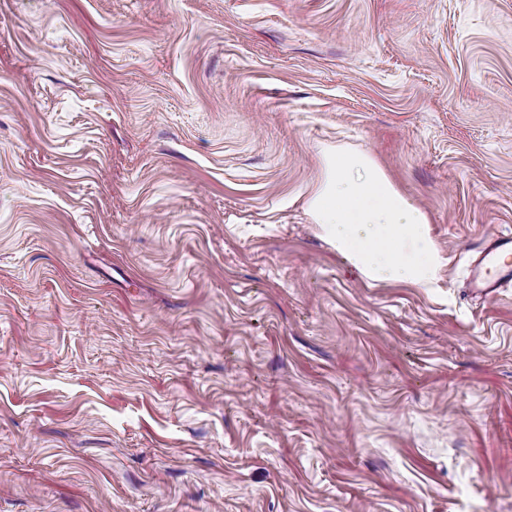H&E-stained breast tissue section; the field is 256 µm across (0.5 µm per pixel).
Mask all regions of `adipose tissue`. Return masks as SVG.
I'll list each match as a JSON object with an SVG mask.
<instances>
[{
	"label": "adipose tissue",
	"instance_id": "ef3b65f1",
	"mask_svg": "<svg viewBox=\"0 0 512 512\" xmlns=\"http://www.w3.org/2000/svg\"><path fill=\"white\" fill-rule=\"evenodd\" d=\"M307 210L322 237L364 280L437 286L443 259L427 213L368 154L326 153Z\"/></svg>",
	"mask_w": 512,
	"mask_h": 512
}]
</instances>
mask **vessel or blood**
Here are the masks:
<instances>
[{
    "label": "vessel or blood",
    "instance_id": "b4317fda",
    "mask_svg": "<svg viewBox=\"0 0 512 512\" xmlns=\"http://www.w3.org/2000/svg\"><path fill=\"white\" fill-rule=\"evenodd\" d=\"M507 285H512V237L494 234L477 247L468 286L480 298L491 300Z\"/></svg>",
    "mask_w": 512,
    "mask_h": 512
}]
</instances>
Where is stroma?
Listing matches in <instances>:
<instances>
[{"label": "stroma", "mask_w": 512, "mask_h": 512, "mask_svg": "<svg viewBox=\"0 0 512 512\" xmlns=\"http://www.w3.org/2000/svg\"><path fill=\"white\" fill-rule=\"evenodd\" d=\"M370 154L437 289L304 200ZM512 0H0V512H512ZM475 251L468 286L480 298L494 299L500 288L512 285V237L491 235Z\"/></svg>", "instance_id": "35a3bbf8"}]
</instances>
